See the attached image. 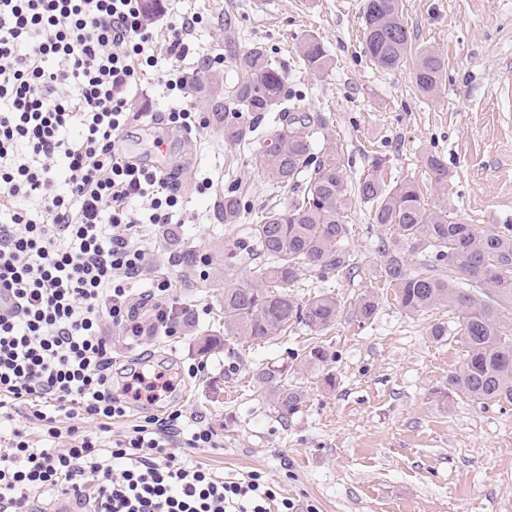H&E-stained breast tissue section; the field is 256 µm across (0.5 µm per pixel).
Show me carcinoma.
<instances>
[{
  "mask_svg": "<svg viewBox=\"0 0 512 512\" xmlns=\"http://www.w3.org/2000/svg\"><path fill=\"white\" fill-rule=\"evenodd\" d=\"M363 20L369 60L381 69L401 65L411 47L399 0H367ZM297 55L314 75L325 73L331 64L313 36L302 39ZM232 66L237 81L222 91H209L211 110L224 115V140L233 144L250 139L254 120L267 112L280 113L281 130L274 142L253 155V163L289 198L288 205L269 208L260 221L246 225L245 233L256 243L254 264L250 278L242 282L224 275V340L260 344L293 324L321 336L336 322L341 303L335 296L320 292L300 301L288 288L306 273L318 280L351 273L355 264L347 248L345 212L360 202L370 206L372 223L393 229L377 247L378 273L400 306L409 314L438 307L457 314L454 334L465 358L448 385L481 406L512 404V328L503 320L505 310L512 308V224L478 231L448 220L443 211L426 207L414 182H386L381 176L384 160L378 156L371 172L355 184L349 182L337 147L314 151L326 121L300 112L298 99L287 94L282 68L263 46L237 55ZM413 70L420 93L435 95L446 73L442 58L422 49L415 53ZM424 163L435 175L436 192L448 194L440 156L429 152ZM244 210L238 191L224 193V223H240ZM335 358L317 343L297 367L311 372ZM255 379L270 389L280 416L298 411L301 391L274 385L270 370L258 371Z\"/></svg>",
  "mask_w": 512,
  "mask_h": 512,
  "instance_id": "carcinoma-1",
  "label": "carcinoma"
}]
</instances>
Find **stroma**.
<instances>
[{
	"label": "stroma",
	"instance_id": "obj_1",
	"mask_svg": "<svg viewBox=\"0 0 512 512\" xmlns=\"http://www.w3.org/2000/svg\"><path fill=\"white\" fill-rule=\"evenodd\" d=\"M277 2L275 12L264 15L253 0H164L156 23L179 13L202 14L207 23L195 34L201 55L264 46L306 112L327 118L351 180L367 174L379 156L386 181H415L428 206L445 209L449 220L479 228L512 224V97L498 93L501 74L512 72V0H400L412 49L433 50L445 61L447 76L430 97L417 90L412 63L393 70L370 63L365 0ZM306 35L330 54L322 77L299 63L296 47ZM278 128L277 113L269 112L250 141L238 145L225 143L224 128L213 119L197 135L138 124L124 133L130 153L176 174L184 197L176 230L183 249L196 256L193 265L181 263L156 230L141 239L148 266L131 290L139 322L146 325L149 316L145 290L166 278L179 308L189 311L195 336L219 333L225 271L248 276L251 244L244 225L254 223L259 210L288 203L287 193L251 162ZM155 136L164 139V152L151 151ZM430 151L448 167L447 196L431 189L434 176L423 162ZM201 171L213 177L217 194L195 191ZM231 188L242 191L246 204L238 225L222 215V194ZM347 221L357 272L321 282L304 276L292 288L299 297L318 288L340 298L342 312L322 337L295 325L266 343L234 341L203 358L185 330L168 336L146 325L142 335L127 336L103 323L117 367L130 369L147 358L180 380L164 401L135 407L110 429L82 417L74 426L109 440L140 416L182 410L206 419L224 443L216 450L188 449L190 459L227 481L261 473L278 498L301 508L314 505L317 512H512V404L482 407L449 390L464 348L458 337L437 340L428 328L454 321V314L444 308L406 313L377 275L376 244L389 229L373 224L363 203L352 206ZM367 294L379 306L364 321L354 304ZM318 341L331 347L335 361L313 374L294 371L292 354ZM200 362L204 370L190 376L189 365ZM262 368L303 392L296 414L284 419L274 410L253 379Z\"/></svg>",
	"mask_w": 512,
	"mask_h": 512
}]
</instances>
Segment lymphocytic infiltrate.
<instances>
[{
	"mask_svg": "<svg viewBox=\"0 0 512 512\" xmlns=\"http://www.w3.org/2000/svg\"><path fill=\"white\" fill-rule=\"evenodd\" d=\"M203 15L181 14L155 30L144 0H0V512H29L32 499L70 495L92 512H295L260 473L217 477L182 454L222 442L204 419L175 410L149 415L119 438L79 433L70 419L107 426L140 400L150 364L112 387L101 335L111 320L137 336L130 286L147 258L132 236L177 224L183 196L171 175L142 164L120 141L130 91L148 69L174 106L173 128H206L187 91L183 64ZM152 325L174 335L168 280L147 294ZM31 405L34 446L13 427Z\"/></svg>",
	"mask_w": 512,
	"mask_h": 512,
	"instance_id": "f902f5d3",
	"label": "lymphocytic infiltrate"
}]
</instances>
